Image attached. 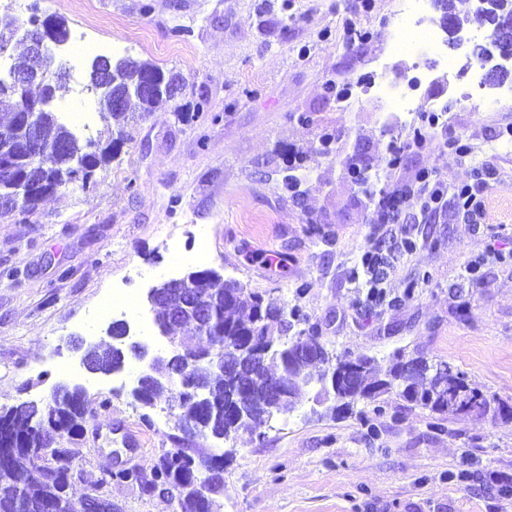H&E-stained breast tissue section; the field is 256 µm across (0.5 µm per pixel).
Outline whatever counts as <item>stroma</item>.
<instances>
[{
  "instance_id": "1",
  "label": "stroma",
  "mask_w": 512,
  "mask_h": 512,
  "mask_svg": "<svg viewBox=\"0 0 512 512\" xmlns=\"http://www.w3.org/2000/svg\"><path fill=\"white\" fill-rule=\"evenodd\" d=\"M38 15L63 17L69 32L133 40L130 57L180 72L188 87L171 107L139 119L130 141L99 170L30 212L0 219V411L46 395L75 361L78 339H105L93 306L113 286L131 289L144 318L131 333L162 341L146 304L149 288L194 270V233L204 228L208 268L280 306H300L308 335L329 352L387 362L396 350L445 361L487 396L512 406V78L489 86L473 57L486 25L463 17L453 68L434 53L392 50L399 0H30ZM398 79L427 80L406 116L369 85L378 63ZM207 105L195 114L198 97ZM447 108L449 134L464 158L423 145L390 165L389 146L410 137L421 113ZM301 155L284 183L285 161ZM493 169L501 203L495 224H467L446 208L399 223H372L377 193L424 169L457 182ZM378 179L357 186L349 165ZM326 228L327 238L310 230ZM380 249L385 297L366 300L359 256ZM505 253L465 279L488 249ZM134 361L87 383L92 417L67 441L80 477L72 499L112 501L117 512H173L168 494H143L104 472L151 474L163 451L180 446L224 454L221 512H512V417L443 418L397 395L359 403L335 418L306 399L258 433L232 443L186 440L169 395L144 408L130 394Z\"/></svg>"
}]
</instances>
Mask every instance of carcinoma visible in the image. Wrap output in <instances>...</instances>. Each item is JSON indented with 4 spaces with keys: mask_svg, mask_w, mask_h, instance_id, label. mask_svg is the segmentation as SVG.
<instances>
[{
    "mask_svg": "<svg viewBox=\"0 0 512 512\" xmlns=\"http://www.w3.org/2000/svg\"><path fill=\"white\" fill-rule=\"evenodd\" d=\"M94 61L107 71L112 98L120 102L118 107L101 104V118L112 123L109 144L101 146L99 138L79 139L53 111L37 113L38 147L43 161L22 162L13 170L0 168V197L14 195L21 182L42 188L44 192L11 210H0V218L14 212L25 214L45 193L67 186L70 183L68 156L85 153L95 146L97 151L90 154V161L98 167L105 165L113 157L112 144L130 139L128 125L136 114L152 112L174 102L186 89L185 79L180 74L147 61L129 57L114 62L96 57ZM55 89L54 74L50 72L31 83L26 96L41 97ZM2 98L13 100L15 111L0 114V129H11L19 116L16 112L18 96L0 85ZM191 280L192 289L184 296V304L195 308L203 300L210 302L206 319L193 330L207 337L211 348L226 340L243 348L237 362L236 380L220 376L213 380L212 403L219 410L220 427L226 438L231 439L284 413L270 391V381L276 378L294 380L292 387L300 401L309 387L307 381L315 380L325 387L328 379L336 378L333 392L336 404L328 407L334 415L351 410L360 401L373 403L393 392L414 406L442 416L472 414L495 419L512 415V407L486 396L446 362H432L423 356L407 359L398 353L382 367L371 357L352 359L347 355H334L322 345L304 355L299 352V333L275 346L277 354L271 361L278 364L279 370L272 372L268 360L254 354L256 346L273 343L271 333L275 329L286 335L296 325L308 322L300 307L282 308L259 293L246 291L236 280H227L224 288L217 289L213 287L208 269L191 272ZM93 357L103 370L119 363V356L108 347L94 352ZM165 390L172 393L177 416L189 423L184 429L180 423H175L184 437L208 435L214 425L206 412L188 404L163 377L144 382L141 404H152ZM87 418L81 396L76 392L54 396L47 407L23 402L0 412V448L14 449L11 462L0 465V512H49L51 505L57 506L56 512H63L68 502L67 488L75 477L70 469V449L56 448L47 457L32 453L30 449L43 447L50 435L62 430L81 429ZM212 458L214 455L203 448L194 449L192 455L185 448H172L161 455L149 477L134 470H110L101 478V483L132 482L148 494L160 489L171 493L174 512H203L202 501L192 487V469Z\"/></svg>",
    "mask_w": 512,
    "mask_h": 512,
    "instance_id": "cac0c4a2",
    "label": "carcinoma"
}]
</instances>
